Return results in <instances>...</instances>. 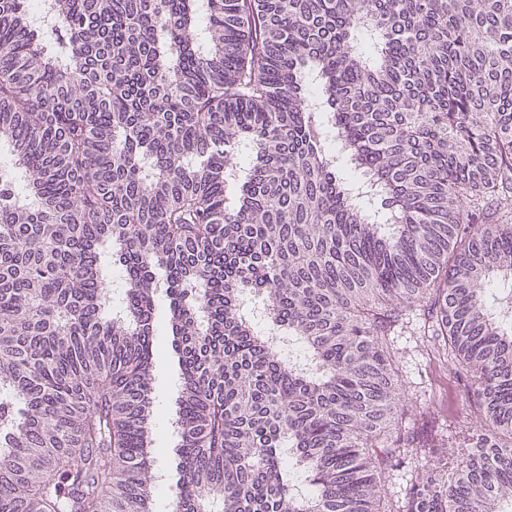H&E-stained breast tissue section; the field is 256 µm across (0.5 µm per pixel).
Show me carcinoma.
Returning a JSON list of instances; mask_svg holds the SVG:
<instances>
[{
  "instance_id": "carcinoma-1",
  "label": "carcinoma",
  "mask_w": 512,
  "mask_h": 512,
  "mask_svg": "<svg viewBox=\"0 0 512 512\" xmlns=\"http://www.w3.org/2000/svg\"><path fill=\"white\" fill-rule=\"evenodd\" d=\"M56 9L0 0V512H151L160 289L189 512H512V0ZM417 314L455 482L456 418L400 407ZM410 462L411 463L405 464L404 468H400L399 471L393 472L391 482L386 486L389 496H391L394 501L399 499V504L403 501L407 481L409 484L411 475L416 474L415 463L413 460H410Z\"/></svg>"
}]
</instances>
